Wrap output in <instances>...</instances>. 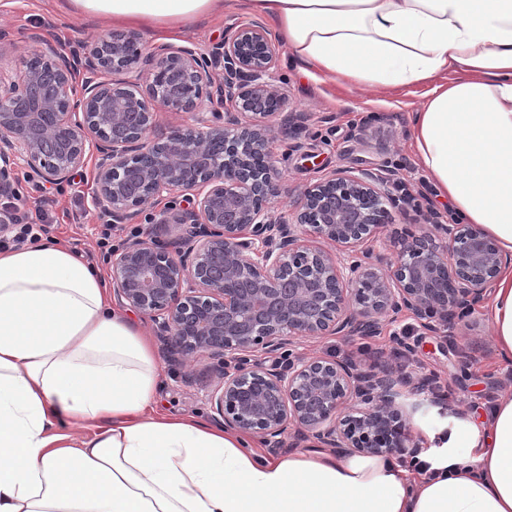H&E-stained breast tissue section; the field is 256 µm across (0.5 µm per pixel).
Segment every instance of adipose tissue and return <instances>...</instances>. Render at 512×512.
<instances>
[{"mask_svg":"<svg viewBox=\"0 0 512 512\" xmlns=\"http://www.w3.org/2000/svg\"><path fill=\"white\" fill-rule=\"evenodd\" d=\"M172 33L238 4L300 72L352 92L424 88L411 135L461 223L512 256V0H69ZM512 362V266L487 306ZM160 362L81 253L0 251V512H512V394L403 459L258 455L243 435L156 407Z\"/></svg>","mask_w":512,"mask_h":512,"instance_id":"ef3b65f1","label":"adipose tissue"}]
</instances>
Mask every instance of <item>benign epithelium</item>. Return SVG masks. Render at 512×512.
<instances>
[{
    "label": "benign epithelium",
    "instance_id": "benign-epithelium-1",
    "mask_svg": "<svg viewBox=\"0 0 512 512\" xmlns=\"http://www.w3.org/2000/svg\"><path fill=\"white\" fill-rule=\"evenodd\" d=\"M29 40L38 64L0 68V195L20 168L62 185L90 164L93 207L112 224L183 194L187 206L149 216L180 226L177 238L112 251V295L150 319L172 360L216 361L210 401L224 429L275 449L292 428L297 440L351 453H414L394 367L295 348L378 336L402 313L445 336L512 263L496 239L471 224H433L398 234L394 260L378 267L368 248L403 196L393 193L399 179L377 168L335 172L275 213L272 133L301 127L307 114L288 111L276 83L280 45L258 21L226 28L206 49H146L117 31L82 52L45 28ZM204 97L217 104L208 113ZM158 108L181 117L160 138Z\"/></svg>",
    "mask_w": 512,
    "mask_h": 512
}]
</instances>
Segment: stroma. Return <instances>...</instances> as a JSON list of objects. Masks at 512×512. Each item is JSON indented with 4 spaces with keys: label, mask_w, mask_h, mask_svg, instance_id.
<instances>
[{
    "label": "stroma",
    "mask_w": 512,
    "mask_h": 512,
    "mask_svg": "<svg viewBox=\"0 0 512 512\" xmlns=\"http://www.w3.org/2000/svg\"><path fill=\"white\" fill-rule=\"evenodd\" d=\"M249 19L245 11L228 8L220 15L197 18L179 33L146 35L142 41L148 46L167 41L205 48L221 39L226 27ZM44 26L52 27L63 43L73 45L92 42L112 24L75 13L67 0H0V27L9 28L14 35V45L0 56V63L21 67L35 50L28 33ZM277 76L289 109L308 113L309 120L306 129L295 136L274 135L272 148L282 168L281 192L273 201L275 209L288 211L305 185L332 171L387 165L399 170L411 192L424 194V207L448 216L449 202L438 197L427 180L410 138V119L422 100L421 88H402L376 96L349 93L332 83L302 76L285 61L280 62ZM23 191L26 208L32 212L41 207L43 198L53 199L58 224L52 238L101 263L96 245L101 227L91 203L90 175L76 176L63 186L34 179L24 185ZM394 333L405 336L413 347L410 356H394L393 362L403 375L415 383L430 373L439 375L438 382L406 392L407 403L414 406L410 428L420 447L430 448L450 431L487 420L497 400L512 393V363L501 360L485 314H477L467 325L457 327L454 340L448 343L422 334L417 323L403 315L390 324L388 331L373 338V345L392 353L390 336ZM154 348L161 366L159 410L214 423L208 400L215 382L212 360L197 356L176 364L169 360L162 342H155Z\"/></svg>",
    "instance_id": "obj_1"
}]
</instances>
